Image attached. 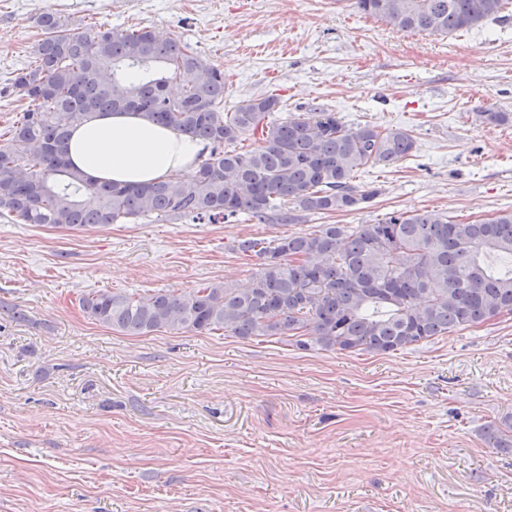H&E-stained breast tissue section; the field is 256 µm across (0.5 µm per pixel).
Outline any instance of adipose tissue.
Instances as JSON below:
<instances>
[{
    "label": "adipose tissue",
    "instance_id": "obj_1",
    "mask_svg": "<svg viewBox=\"0 0 512 512\" xmlns=\"http://www.w3.org/2000/svg\"><path fill=\"white\" fill-rule=\"evenodd\" d=\"M205 145L134 112H103L76 123L67 142L71 166L93 181L141 185L189 178Z\"/></svg>",
    "mask_w": 512,
    "mask_h": 512
}]
</instances>
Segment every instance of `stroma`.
<instances>
[{"instance_id": "stroma-1", "label": "stroma", "mask_w": 512, "mask_h": 512, "mask_svg": "<svg viewBox=\"0 0 512 512\" xmlns=\"http://www.w3.org/2000/svg\"><path fill=\"white\" fill-rule=\"evenodd\" d=\"M180 34L224 73L225 111L276 95L277 121L321 105L416 150L355 173L364 208L294 224L241 214L92 229L0 219V512H512V315L390 354L90 319L91 291L148 296L246 283V237L371 224L393 211L480 222L512 211V7L443 37L354 0H0V129L38 16Z\"/></svg>"}]
</instances>
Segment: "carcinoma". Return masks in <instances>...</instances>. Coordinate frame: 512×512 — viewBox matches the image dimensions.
Listing matches in <instances>:
<instances>
[{"label":"carcinoma","mask_w":512,"mask_h":512,"mask_svg":"<svg viewBox=\"0 0 512 512\" xmlns=\"http://www.w3.org/2000/svg\"><path fill=\"white\" fill-rule=\"evenodd\" d=\"M406 33L438 35L497 19L508 0H355ZM34 61L12 80L27 101L0 133V218L85 229L155 216L210 224L240 213L293 224L300 214L362 208L378 190H357L354 172L412 155L406 130L357 128L321 107L282 122L272 95L224 111V73L178 36L146 28L74 32L55 13L36 20ZM97 112H136L207 143L190 181L95 183L65 160L70 128ZM259 134L245 152L236 142ZM248 284L189 292L93 291L80 300L95 321L133 335L161 329L224 330L243 339L286 338L301 349L389 354L512 314V211L458 223L440 213L393 212L375 224H323L304 235L249 238ZM493 448L512 436L491 425Z\"/></svg>","instance_id":"obj_1"}]
</instances>
